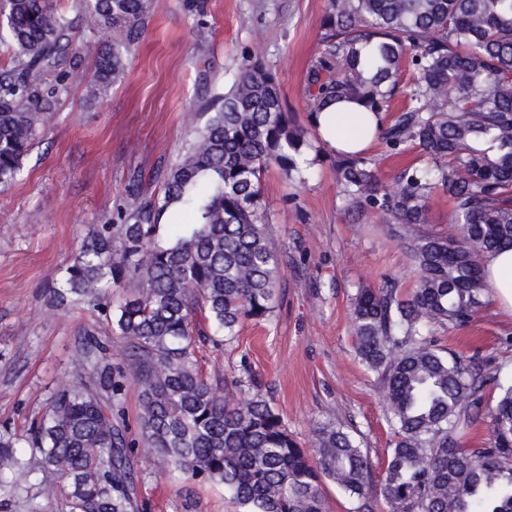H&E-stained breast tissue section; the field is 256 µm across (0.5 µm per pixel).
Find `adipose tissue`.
<instances>
[{
    "mask_svg": "<svg viewBox=\"0 0 512 512\" xmlns=\"http://www.w3.org/2000/svg\"><path fill=\"white\" fill-rule=\"evenodd\" d=\"M378 121V116L363 111L359 105L343 102L336 104L334 111L320 113L317 123L327 148L348 152L374 143ZM483 272L493 300L512 312V250L488 256Z\"/></svg>",
    "mask_w": 512,
    "mask_h": 512,
    "instance_id": "ef3b65f1",
    "label": "adipose tissue"
}]
</instances>
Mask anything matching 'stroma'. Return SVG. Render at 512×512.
<instances>
[{"label":"stroma","instance_id":"stroma-1","mask_svg":"<svg viewBox=\"0 0 512 512\" xmlns=\"http://www.w3.org/2000/svg\"><path fill=\"white\" fill-rule=\"evenodd\" d=\"M327 0H149L147 26L125 78L106 92L89 87L58 94L17 181L0 187V432L38 423L51 395L80 373L76 350L85 333L107 338L112 312L132 286L105 284L103 308L61 306L53 298L80 248L125 205L137 173L174 163L215 93L224 91L244 56L260 51L276 73L289 111L307 116L306 72L321 49ZM335 154H309L306 183L285 185L269 170L262 203L270 214L281 286L270 316L246 322L235 340L204 347L205 372L249 370L289 432L310 445L321 424L344 426L375 464L391 439L388 408L374 374L353 344L357 289L391 279L411 290L417 272L398 238L373 215L352 222L336 184ZM439 347L480 352L512 376V314L493 301L465 326L435 327ZM0 512H69L32 448ZM140 512H235L221 487L182 486L166 462L147 453Z\"/></svg>","mask_w":512,"mask_h":512}]
</instances>
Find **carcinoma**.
<instances>
[{
  "label": "carcinoma",
  "instance_id": "1",
  "mask_svg": "<svg viewBox=\"0 0 512 512\" xmlns=\"http://www.w3.org/2000/svg\"><path fill=\"white\" fill-rule=\"evenodd\" d=\"M76 7L125 39L76 43L75 19L49 0H5L0 11L12 62L0 73V186L16 181L58 93L80 86L81 75L59 71L72 51L93 58L100 90L128 70L148 0ZM321 29L307 118L336 101L359 103L384 114L378 140L428 161L389 186L366 153H336L347 211L394 225L418 271L411 293L387 280L358 289L353 302L356 351L389 405L384 472L331 422L302 447L257 384L206 376L199 365L204 345L217 348L272 312L279 269L262 179L275 168L287 185L302 180L303 156L315 149L275 73L250 54L179 160L137 176L109 234L84 243L67 268L55 292L61 305L75 297L100 306L106 277L140 285L112 320L122 359L103 362L104 343L85 338L79 381L54 393L38 426L0 434V487L25 442L57 474L70 512H136L134 462L144 447L166 459L170 479L217 483L241 512H327V480L358 512L381 501L391 512H512V378L476 354L442 353L427 334L480 310L477 257L512 248V0H328ZM399 93L406 102L392 112ZM437 189L452 202L454 234L409 233L427 223ZM176 213L186 220L160 237ZM129 382L139 390L135 435L124 416ZM245 389L253 394L238 396ZM485 409L491 443L461 447Z\"/></svg>",
  "mask_w": 512,
  "mask_h": 512
}]
</instances>
